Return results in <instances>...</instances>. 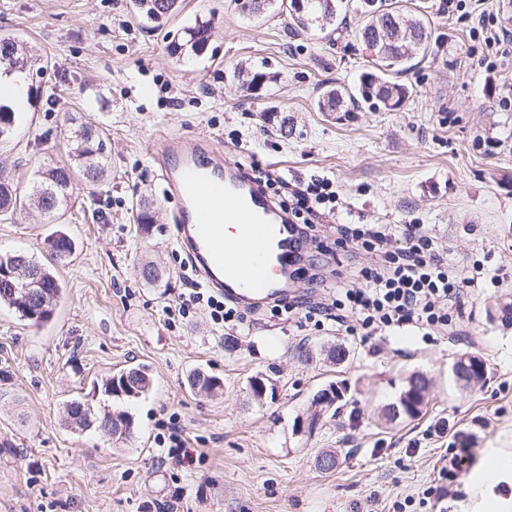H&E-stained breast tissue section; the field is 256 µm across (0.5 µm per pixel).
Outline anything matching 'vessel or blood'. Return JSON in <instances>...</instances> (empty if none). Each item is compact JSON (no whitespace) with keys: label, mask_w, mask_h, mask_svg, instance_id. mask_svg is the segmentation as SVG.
Instances as JSON below:
<instances>
[{"label":"vessel or blood","mask_w":512,"mask_h":512,"mask_svg":"<svg viewBox=\"0 0 512 512\" xmlns=\"http://www.w3.org/2000/svg\"><path fill=\"white\" fill-rule=\"evenodd\" d=\"M206 142L164 137L154 158L176 203L177 240L207 287L239 304L293 295L300 250L287 214Z\"/></svg>","instance_id":"b4317fda"}]
</instances>
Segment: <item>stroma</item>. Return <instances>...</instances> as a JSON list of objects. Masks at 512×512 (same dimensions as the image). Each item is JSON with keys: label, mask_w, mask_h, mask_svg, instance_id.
Wrapping results in <instances>:
<instances>
[{"label": "stroma", "mask_w": 512, "mask_h": 512, "mask_svg": "<svg viewBox=\"0 0 512 512\" xmlns=\"http://www.w3.org/2000/svg\"><path fill=\"white\" fill-rule=\"evenodd\" d=\"M433 39L428 56L399 75V109L365 106L322 112L328 89H356L376 56L358 38L360 11L343 9L332 37L298 33L278 0L259 14L238 0H183L159 28L132 15L130 0H0V33L23 36L47 56L39 88L13 135L0 140V165L27 191L36 172L65 160L74 127L99 126L111 141L107 179L73 188L66 227L77 255L58 264L63 298L42 327L0 309V512H468L471 472L438 498V460L448 447L474 448L476 461L512 448V42L488 48L479 15L512 27V0H414ZM210 21L200 56L170 55L177 30ZM270 72L262 88L247 72ZM165 136L208 141L251 177L335 180L340 200L315 227V251L294 289L334 299L336 265L373 257L343 251L338 224H422L449 261L480 260L498 284L469 291L462 333L435 340L412 327L349 336L334 324L286 321L270 309L243 310L216 328L199 310L174 311L186 291L184 255L152 157ZM153 223L135 222L141 201ZM54 225L33 209L0 219V254L42 256ZM163 267L161 286L140 277ZM342 346L345 359L327 352ZM310 351L302 359L300 348ZM480 356L486 375L460 389L458 354ZM146 365L152 388L119 402L134 434L113 439L65 424L64 404L103 396L94 386ZM200 369L223 394L190 389ZM429 380L422 416L391 420L409 376ZM262 375L271 399H253ZM341 390L329 408L314 395ZM447 422L441 437L430 436ZM179 427L203 462L182 469L165 443ZM336 465L319 469L318 452Z\"/></svg>", "instance_id": "35a3bbf8"}]
</instances>
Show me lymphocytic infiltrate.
<instances>
[{"mask_svg": "<svg viewBox=\"0 0 512 512\" xmlns=\"http://www.w3.org/2000/svg\"><path fill=\"white\" fill-rule=\"evenodd\" d=\"M295 200L288 210L292 224L298 225L299 237H306L300 223L306 215L316 214L319 207L335 206L339 193L335 182L327 177L311 180L292 191ZM344 243L351 248L375 254L374 264L356 271L361 287L338 288L332 302H315L301 296L276 302L278 311L302 315L306 320L333 322L346 335L367 336L412 326L427 335H454L456 315L468 287L485 280L483 265L472 263L468 271L449 265L433 237L420 224L372 226L341 224L337 227ZM182 306H197L217 324L238 319L233 301L190 280Z\"/></svg>", "mask_w": 512, "mask_h": 512, "instance_id": "1", "label": "lymphocytic infiltrate"}]
</instances>
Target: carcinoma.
Here are the masks:
<instances>
[{
    "label": "carcinoma",
    "instance_id": "carcinoma-1",
    "mask_svg": "<svg viewBox=\"0 0 512 512\" xmlns=\"http://www.w3.org/2000/svg\"><path fill=\"white\" fill-rule=\"evenodd\" d=\"M135 15L145 24H160L179 11V0H132ZM294 26L301 31L317 25L324 30L335 25L338 5L336 0H306L304 11L285 3ZM358 9L365 14L366 24L361 37L367 48L374 51L379 61L378 72L367 73L360 85L361 99L372 105L382 104L388 110L399 108L405 98L404 85L392 80L390 75L403 74L411 69L410 62L416 55L426 53L431 44L432 30L428 23L412 12L400 0H359ZM210 23L195 22L182 28L173 38L169 52L181 57L190 52L201 54L210 38ZM22 64L21 70L41 71L48 60L33 50L28 43L13 35H0V68L10 72L16 70L14 62ZM353 93L330 89L318 99L322 112H339L347 101H354ZM17 122L16 113L7 105L0 104V138L8 136ZM111 153L109 140L97 130L80 126L71 137L69 161L51 166L39 175L26 193L29 205L50 220L61 218L71 203L70 187L75 175L82 176L92 186L98 184L107 167ZM20 194L11 179L0 170V216L16 213ZM46 262L23 255L22 261L35 275L26 282L17 281L8 287L0 285V307L12 308L19 317L35 327L48 322L62 295V284L54 271V265L68 259L74 250V240L64 230H57L45 240ZM145 283L156 285L163 281L164 270L153 263L141 269ZM458 381L471 382L482 378L485 369L483 360L477 355L462 354L457 359ZM152 383L148 369L143 365L125 368L102 380V393L112 401L140 398L147 394ZM189 385L206 394L223 391V385L214 377L197 370L190 374ZM65 412L71 427L84 431L95 429L114 437L129 438L133 434V419L126 411L115 412L109 406H94L82 399L66 403Z\"/></svg>",
    "mask_w": 512,
    "mask_h": 512
}]
</instances>
